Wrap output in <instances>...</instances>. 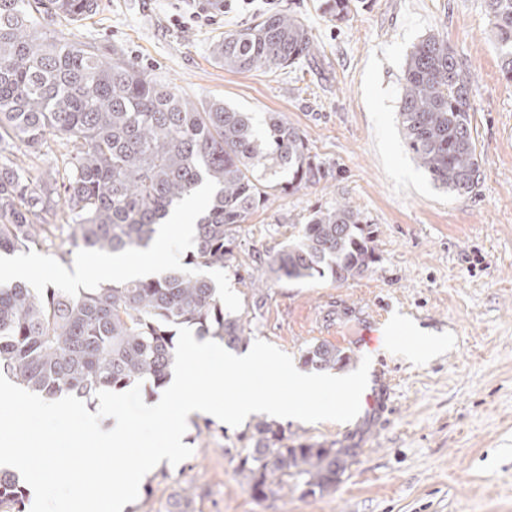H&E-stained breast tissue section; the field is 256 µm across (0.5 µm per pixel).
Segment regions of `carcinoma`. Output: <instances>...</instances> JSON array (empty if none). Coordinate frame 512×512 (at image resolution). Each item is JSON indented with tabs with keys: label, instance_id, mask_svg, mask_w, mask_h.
Returning <instances> with one entry per match:
<instances>
[{
	"label": "carcinoma",
	"instance_id": "cac0c4a2",
	"mask_svg": "<svg viewBox=\"0 0 512 512\" xmlns=\"http://www.w3.org/2000/svg\"><path fill=\"white\" fill-rule=\"evenodd\" d=\"M352 0H323L343 21ZM503 76L512 80V0H485ZM100 0H0V254L53 248L63 261L78 249H146L159 225L207 184L215 194L195 223L196 247L146 278L88 291L31 288L0 276V375L47 399L91 400L147 381L165 387L174 363V328L188 326L229 348L246 343L247 320L224 309L207 272L235 260V234L278 193L326 178L299 130L270 112L213 99L194 103L128 60L123 49L70 39L62 26L87 20ZM297 16L273 12L215 36L210 54L230 70L275 71L314 57ZM407 149L438 185L472 190L480 162L470 86L454 49L430 34L407 56L399 98ZM64 141L46 163L42 148ZM264 262L277 278L330 277L344 283L372 271L370 233L347 204L316 210ZM316 371L348 364L336 346L303 355ZM238 472L253 497L284 489L322 493L336 486L351 452L303 443L260 420L237 436ZM25 481L0 468V512H24Z\"/></svg>",
	"mask_w": 512,
	"mask_h": 512
}]
</instances>
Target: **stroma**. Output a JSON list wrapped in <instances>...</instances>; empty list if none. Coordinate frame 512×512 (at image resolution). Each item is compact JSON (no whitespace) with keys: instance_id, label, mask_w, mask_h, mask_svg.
<instances>
[{"instance_id":"stroma-1","label":"stroma","mask_w":512,"mask_h":512,"mask_svg":"<svg viewBox=\"0 0 512 512\" xmlns=\"http://www.w3.org/2000/svg\"><path fill=\"white\" fill-rule=\"evenodd\" d=\"M322 0H252L231 12L196 14L192 0H101L74 39L122 47L138 67L196 102L219 98L254 113L280 112L307 140L326 179L277 195L237 234L240 269L221 272L224 307L247 313L252 339L302 365L306 348L335 345L346 372L370 358L366 399L352 421L288 423L293 438L353 449L334 489H297L255 499L237 472L238 428L189 419L193 450L162 464L127 512H512V81L500 70L485 0H353L346 22ZM291 12L309 29L314 59L275 72L228 71L210 43L259 20ZM454 48L470 81L480 173L471 192L436 186L408 151L398 119L405 58L427 34ZM349 204L373 232L372 273L276 280L264 262L293 225L320 208ZM35 286L96 288L73 269L95 257L60 260L38 251ZM263 286L264 304L242 278ZM384 331L382 347L365 342ZM451 344L420 356L424 336Z\"/></svg>"}]
</instances>
